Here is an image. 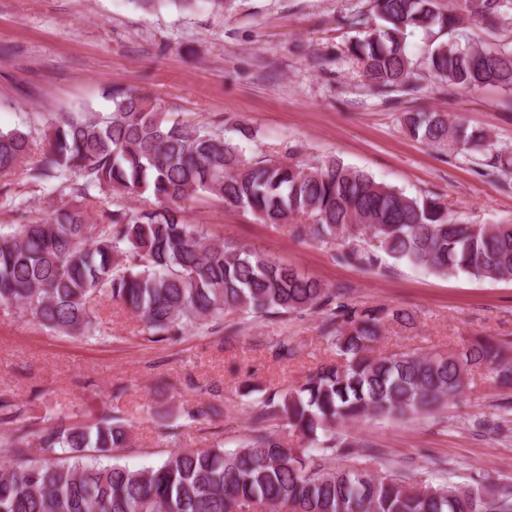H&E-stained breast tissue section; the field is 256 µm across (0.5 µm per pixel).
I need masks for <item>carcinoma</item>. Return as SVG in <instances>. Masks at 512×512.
Masks as SVG:
<instances>
[{
  "label": "carcinoma",
  "instance_id": "carcinoma-1",
  "mask_svg": "<svg viewBox=\"0 0 512 512\" xmlns=\"http://www.w3.org/2000/svg\"><path fill=\"white\" fill-rule=\"evenodd\" d=\"M374 23L347 47L362 86L379 96L417 89L407 46L416 30L435 36L465 22L496 30L512 24V0H370ZM424 69L461 91H512V42H433ZM107 113L41 114L42 130L0 131V178L28 164V181L57 182L72 201L47 206L26 224L0 233V302L62 336H95L91 303L122 302L153 342L201 328L224 327V312L282 318L320 313L323 335L340 361L286 393L267 394L254 428L237 446L179 448L157 466L132 469L99 457L127 443L118 415L55 422L51 412L13 410L0 398V512H512V486L494 490L417 480L395 467L368 472L329 460L378 456L380 449L338 432L374 418L430 412L485 370L512 387L508 343L480 339L447 352L373 354L391 325L410 328L406 309L342 300L319 279L263 252L209 234L185 217L209 197L281 224L299 241L335 248L338 260L373 266L379 254L434 274L512 280V224H465L431 193L410 196L335 157L301 163L274 155L255 161L224 135V123L181 121L133 89L106 91ZM408 133L448 147L479 168L512 174V153L484 133L432 112H407ZM44 145L35 155V135ZM151 193L152 209L117 205L88 223L81 200ZM479 422L504 430L506 414ZM283 420L288 433L265 427Z\"/></svg>",
  "mask_w": 512,
  "mask_h": 512
}]
</instances>
